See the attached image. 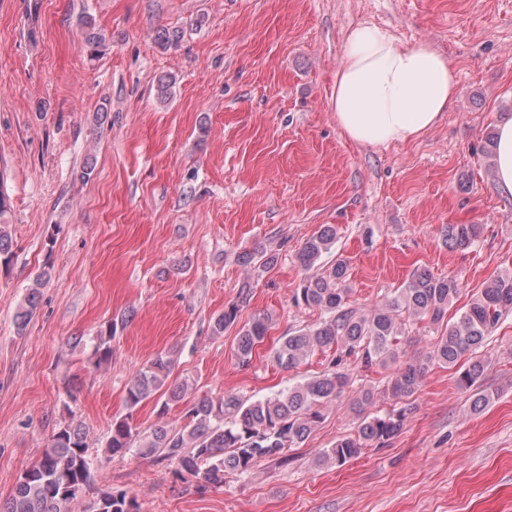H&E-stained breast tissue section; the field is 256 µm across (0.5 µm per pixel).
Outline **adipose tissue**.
Instances as JSON below:
<instances>
[{
  "mask_svg": "<svg viewBox=\"0 0 512 512\" xmlns=\"http://www.w3.org/2000/svg\"><path fill=\"white\" fill-rule=\"evenodd\" d=\"M457 75L429 44L405 46L374 26L353 30L334 79L331 106L350 141L383 146L419 139L456 98Z\"/></svg>",
  "mask_w": 512,
  "mask_h": 512,
  "instance_id": "ef3b65f1",
  "label": "adipose tissue"
}]
</instances>
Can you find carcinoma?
I'll list each match as a JSON object with an SVG mask.
<instances>
[{
  "mask_svg": "<svg viewBox=\"0 0 512 512\" xmlns=\"http://www.w3.org/2000/svg\"><path fill=\"white\" fill-rule=\"evenodd\" d=\"M82 34L90 53L106 45V37L90 20L83 21ZM184 36L179 30L163 28L156 43L164 49L176 47ZM479 237L476 224H445L441 242L450 250L465 251ZM336 246V229L331 225L309 237L297 259L305 269L320 266L322 257ZM348 264L339 258L320 272L302 281L296 292L297 304L320 310L321 321L313 327L290 330L278 340L273 352L275 364L293 370L315 352L333 351L330 368L318 376L303 379L273 396L249 401L226 392L215 402L206 397L188 409V425L172 432L155 428L140 438L132 415L142 403L157 399L160 411L183 400L187 383L169 385L174 360L159 355L139 368L130 378L124 397L127 416L112 422L105 448L112 455L124 454L139 446L145 453H159L177 466L180 476L198 480L201 487L224 486V475H245L261 460L280 455L307 440L322 419V409L349 384L348 374L336 369L343 358L353 356L362 367L387 368L396 362L401 337L407 323L425 322L441 328V335L425 361L399 367L383 390H362L353 412L359 423L355 435L343 437L325 449L324 454L338 464L357 458L365 447L383 444L403 428L401 410L384 415L367 413L379 395L398 400L412 396L432 362L454 369L460 388L472 392L470 409L484 410L488 398L480 390L488 362L479 350L500 320L512 313V274L506 272L470 298L453 318L446 319L448 306L458 298L461 288L452 277H436L417 269L397 294L362 312L349 303ZM37 289H32L15 314L19 331H24L37 308ZM250 300L244 287L235 301L211 321L212 333L239 326L234 354L239 365L251 362L256 346L263 343L273 328L271 316L255 315L238 325V314ZM91 359L98 366L112 359V325L89 339ZM96 470L89 457L87 434L81 425L67 424L52 437L41 459L18 478L13 495L0 503V512H139L137 502L123 490L96 486Z\"/></svg>",
  "mask_w": 512,
  "mask_h": 512,
  "instance_id": "carcinoma-1",
  "label": "carcinoma"
}]
</instances>
